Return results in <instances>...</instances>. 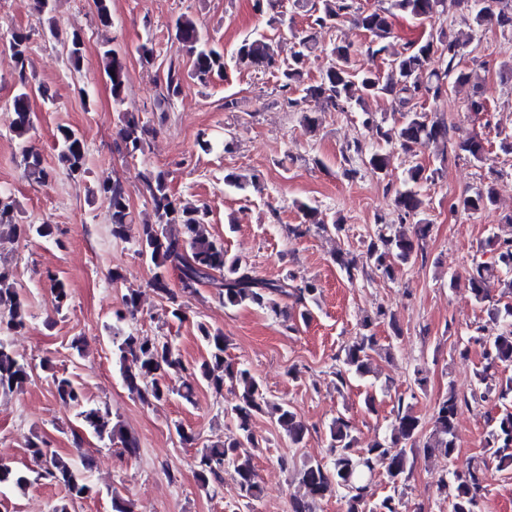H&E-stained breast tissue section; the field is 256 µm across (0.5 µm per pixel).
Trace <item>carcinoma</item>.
<instances>
[{
    "label": "carcinoma",
    "instance_id": "cac0c4a2",
    "mask_svg": "<svg viewBox=\"0 0 512 512\" xmlns=\"http://www.w3.org/2000/svg\"><path fill=\"white\" fill-rule=\"evenodd\" d=\"M299 7L308 6L305 0H297ZM502 7L493 9L489 0H387V6L372 10L358 6L357 0H316L310 4L317 12L314 25L331 28L338 21L349 17L354 24L370 35L368 50L386 61L384 71L357 70L350 66L351 45L335 44L330 49L331 63L326 66L319 80L306 84L303 71L310 54L316 47L314 32L301 31L292 34L291 60L280 64L277 43L265 34L247 36L237 45L235 56L257 69H274L280 73L282 88H302V96L291 99L293 107L301 103L330 104L337 107H357L363 111V125L377 141L400 149L406 155H414L418 147L430 142H448L449 127L445 119L432 116L426 111L427 102L439 100L450 89H462L472 83L473 74L460 68L465 49L473 40L474 32L494 24L501 31L512 32V0H495ZM465 9L470 14L468 31L454 36L439 30L436 35L409 45L399 52L395 50L396 35L392 19L401 15L424 21L435 14H443L448 7ZM176 39L192 59L190 73L169 63L165 74L167 97L178 96L185 78L208 83L214 73L224 70V54L211 47L204 39L197 22L182 14L174 23ZM67 60L79 67L83 57L84 39L73 32L63 41ZM100 59L103 73L118 106L125 102L127 90L126 53L110 43H105ZM3 61L17 75V89L11 97L14 112V129L21 140L23 171L29 179L45 184L50 174L42 154L27 144V135L33 128L31 89L27 68L29 36L21 30L14 32ZM388 97L392 109L402 120L386 126L366 110L369 99ZM149 129L138 115L124 112L118 137L129 155L144 153ZM59 159L74 179L87 174L85 148L81 135L68 127H60L56 134ZM459 149L474 160H488L481 141L474 138L459 144ZM438 170L426 171L421 165L407 169L406 187L395 193L394 205L400 220H416L418 232L425 234L429 222L423 218L429 209L417 189L418 184L435 179ZM257 175L229 173L224 184L235 190L245 191L256 183ZM145 190L150 198L154 221L135 223L130 208L129 194L123 183L115 179L102 182L89 189L109 200V220L112 237L132 239L138 253L153 266L150 287L161 293L166 301L165 313L173 320L183 321L185 314L178 300V293L168 287L166 273L178 272L181 292L194 293L198 285L217 283V294L224 307L252 305L275 316H288L280 306V300L291 298L299 307L300 319L307 322L312 308L317 304L319 288L309 281L296 282L288 275L278 280H267L256 275L253 268L242 259L228 255L224 243L208 231L209 211L204 206H187L170 190L168 173L151 171L145 177ZM496 195L490 186L475 189L460 196L452 207L466 214L492 209ZM299 208L304 222L324 232L339 234L343 225L328 223L323 212L314 205L302 203ZM370 239L365 264L372 266L392 279L402 267L411 264L416 257L413 241L402 231H392L383 220ZM7 227L13 236L30 232L40 237L54 233L52 224H21L15 216L13 202L0 198V228ZM483 249L492 253L491 260L473 261L467 270V285L475 301L486 306L488 319L502 325L495 336H475L473 340L484 350L485 365L475 374L473 397L491 403V426L483 447L500 471L512 470V375L499 374V368L512 366V237L500 238L497 234L487 237ZM54 280L56 311L62 313L70 305V292L65 284ZM500 290V299H493V292ZM141 292L132 290L125 294L124 309L115 312L112 323V354L119 363L122 381L129 391L144 404L161 403L177 396L186 403H193L196 389L205 385L217 394H223L224 386L230 385L235 399L224 408V415L235 425V436L222 443L204 448L194 460V473L201 489L207 490L214 482L230 473L242 500L260 498L262 490L255 480L254 457L260 448L253 430V420L267 415L275 420L286 433L293 447H299L309 429L289 406L267 397L262 386L250 369L227 361L224 357L226 343L224 333L205 323L197 324L198 335L205 345L206 356L195 364L184 363L181 355L165 336H138L123 330L121 323L134 316L140 307ZM388 312L382 308L374 315L365 317L359 331L344 346L336 360L341 363L336 370L337 384H346L353 375L364 378L371 373L373 354L381 347L373 332V323L385 319ZM27 325V316L14 286L12 272L0 265V331L21 332ZM173 374L183 378L178 387L170 382ZM32 367L5 338L0 337V394L20 390L30 380ZM55 397L76 410V417L89 434L100 441L120 443L124 453H139L136 437L126 433L119 423L112 422L107 408L88 404L82 387L71 376L63 373L53 378ZM460 399L450 389L448 394L434 403L433 427L423 447L438 451L451 458L457 448L456 415ZM421 420L413 405L398 399L395 419L391 424L389 440L375 442L369 448L356 447L357 438L352 434L350 422L342 414L328 426L327 439L330 448L329 463L310 460L297 470L299 487L303 495L291 497V512H315L314 504L327 496H340L344 512H399V498L388 494L374 498L372 485L376 467L384 465L389 482L398 488L415 466L414 444L419 434ZM27 451L38 469L27 471L0 464V487L7 486L25 491L34 479H46L64 486L67 495L58 500L51 512H71L75 501L90 491L83 473L76 466L50 448L48 441L36 435L27 441ZM486 462L474 464L463 473L452 474L451 483H443L439 492L448 499L450 512H476L482 492L485 490Z\"/></svg>",
    "mask_w": 512,
    "mask_h": 512
}]
</instances>
